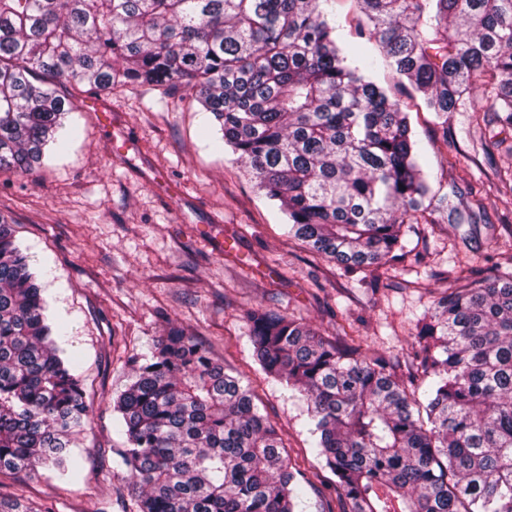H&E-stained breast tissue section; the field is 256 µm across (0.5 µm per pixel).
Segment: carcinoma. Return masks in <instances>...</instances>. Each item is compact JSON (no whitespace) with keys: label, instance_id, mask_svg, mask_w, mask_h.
Listing matches in <instances>:
<instances>
[{"label":"carcinoma","instance_id":"cac0c4a2","mask_svg":"<svg viewBox=\"0 0 512 512\" xmlns=\"http://www.w3.org/2000/svg\"><path fill=\"white\" fill-rule=\"evenodd\" d=\"M321 0H0V170L64 143L55 88L161 87L199 105L288 218V236L346 268L405 257V224L465 223L429 196L409 113L353 67ZM361 34L442 120L512 129V0H356ZM266 378L297 391L348 512H512V270H461L424 314L416 373L309 325L249 316ZM33 256L0 222V484L52 464L90 422L83 380ZM112 449L138 512H295L282 435L182 330L130 359ZM0 512H51L0 494Z\"/></svg>","mask_w":512,"mask_h":512}]
</instances>
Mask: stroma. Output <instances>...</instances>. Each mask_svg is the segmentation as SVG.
Wrapping results in <instances>:
<instances>
[{"instance_id": "obj_1", "label": "stroma", "mask_w": 512, "mask_h": 512, "mask_svg": "<svg viewBox=\"0 0 512 512\" xmlns=\"http://www.w3.org/2000/svg\"><path fill=\"white\" fill-rule=\"evenodd\" d=\"M321 8L340 46L373 59L372 80L409 112L432 194L464 206L481 199L486 222L404 225L401 263L350 271L289 238L285 215L230 149L216 147L206 114L166 103L158 89L92 96L64 88L73 103L65 141L29 174L0 171V216L34 256L51 312L69 329L67 351L92 418L72 449L79 479L42 467L8 481V491L51 512H137L112 458L122 440L112 394L128 379L129 359L176 327L251 386L281 430L305 478L298 512H344L298 395L266 379L253 359L249 313L302 319L339 346L352 336L364 353L406 369L418 322L449 272L482 278L492 265L512 267V240L495 233L512 225V195L499 178L512 166V132L489 136L463 107L440 130L434 112L397 85L378 43L359 35L354 0H323ZM94 99L110 124L91 111Z\"/></svg>"}]
</instances>
